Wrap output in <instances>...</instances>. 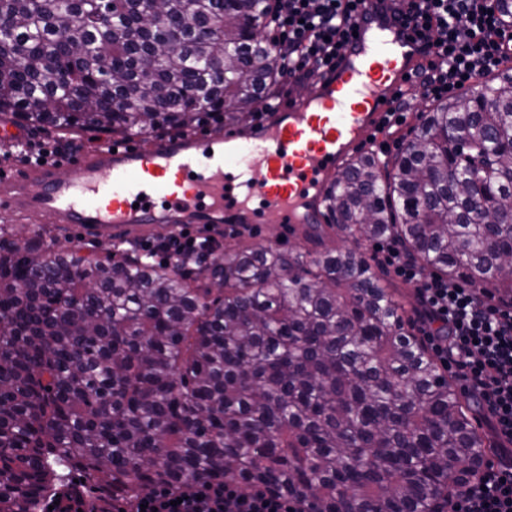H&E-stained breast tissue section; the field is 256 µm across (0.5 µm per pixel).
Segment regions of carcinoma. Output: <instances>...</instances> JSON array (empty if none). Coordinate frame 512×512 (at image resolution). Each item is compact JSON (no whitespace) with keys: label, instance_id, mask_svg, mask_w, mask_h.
<instances>
[{"label":"carcinoma","instance_id":"cac0c4a2","mask_svg":"<svg viewBox=\"0 0 512 512\" xmlns=\"http://www.w3.org/2000/svg\"><path fill=\"white\" fill-rule=\"evenodd\" d=\"M277 0H0V116L187 136L257 112L281 76L252 22ZM307 247L146 261L57 251L0 225V512L76 470L109 494L200 481L302 495L310 512H428L491 447L360 241L512 300V70L421 113L409 148L361 153ZM349 245L321 249L328 231Z\"/></svg>","mask_w":512,"mask_h":512}]
</instances>
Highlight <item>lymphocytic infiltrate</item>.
Segmentation results:
<instances>
[{
    "instance_id": "1",
    "label": "lymphocytic infiltrate",
    "mask_w": 512,
    "mask_h": 512,
    "mask_svg": "<svg viewBox=\"0 0 512 512\" xmlns=\"http://www.w3.org/2000/svg\"><path fill=\"white\" fill-rule=\"evenodd\" d=\"M365 0H281L270 23L275 66L285 77L315 81L335 66ZM403 16L437 49L421 75L424 96L443 99L477 83L512 54V20L498 0H409ZM385 262L417 285L422 334L444 366L455 368L462 391L477 397L498 441L495 461L437 496L430 512H512V301L425 274L397 246ZM40 512H307L303 499L235 482H203L187 490L157 486L104 510L68 486L46 496Z\"/></svg>"
}]
</instances>
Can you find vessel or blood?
Masks as SVG:
<instances>
[{
    "mask_svg": "<svg viewBox=\"0 0 512 512\" xmlns=\"http://www.w3.org/2000/svg\"><path fill=\"white\" fill-rule=\"evenodd\" d=\"M355 29L331 72L248 132L106 146L19 175L4 164L0 200L19 215L145 236L238 220L289 231L315 223L328 183L417 94L431 57L393 0H366Z\"/></svg>",
    "mask_w": 512,
    "mask_h": 512,
    "instance_id": "1",
    "label": "vessel or blood"
}]
</instances>
